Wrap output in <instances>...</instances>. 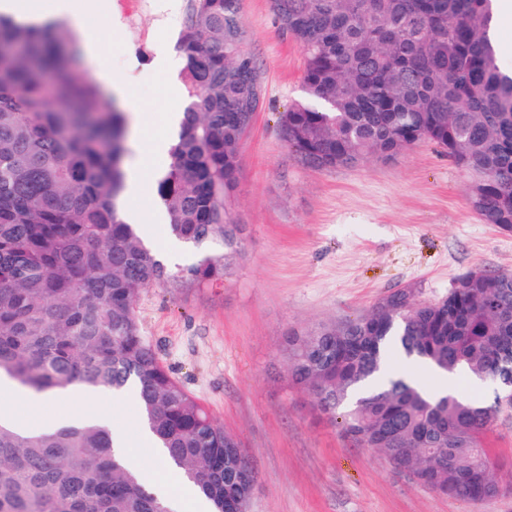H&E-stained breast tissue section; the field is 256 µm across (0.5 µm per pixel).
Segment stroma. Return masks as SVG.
<instances>
[{
	"mask_svg": "<svg viewBox=\"0 0 512 512\" xmlns=\"http://www.w3.org/2000/svg\"><path fill=\"white\" fill-rule=\"evenodd\" d=\"M79 33L123 77L150 135L172 95L156 72L177 59L190 0H100ZM242 48L258 65L265 100L241 151L228 201L244 246L223 284L144 289L142 336L185 388L246 448L257 483L250 512H512V410L486 443L505 494L467 502L437 494L384 456L345 438L311 396L288 383L290 330L367 313L391 290L445 295L471 270L512 272V233L483 223L468 175L422 143L394 160L313 169L300 164L278 122L304 96L303 55L269 0H241Z\"/></svg>",
	"mask_w": 512,
	"mask_h": 512,
	"instance_id": "35a3bbf8",
	"label": "stroma"
}]
</instances>
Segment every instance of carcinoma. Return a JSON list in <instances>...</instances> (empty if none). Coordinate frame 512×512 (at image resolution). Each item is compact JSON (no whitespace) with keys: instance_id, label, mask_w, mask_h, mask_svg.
<instances>
[{"instance_id":"1","label":"carcinoma","mask_w":512,"mask_h":512,"mask_svg":"<svg viewBox=\"0 0 512 512\" xmlns=\"http://www.w3.org/2000/svg\"><path fill=\"white\" fill-rule=\"evenodd\" d=\"M303 57L305 97L279 114L314 168L390 161L431 143L470 178L486 224L512 232V72L494 37V0H270ZM240 0H191L176 44L184 114L157 182L173 236L221 256L169 269L124 223L128 119L80 74L64 25L0 16V375L42 393L79 383L136 389L139 419L212 512L250 496L252 465L141 335L136 304L155 286L224 282L243 226L227 201L265 92L242 49ZM399 354L441 374L495 380L512 364V273L469 271L437 300L400 288L339 323L289 333L290 383L345 437L432 491L498 496L483 437L493 403L438 395ZM0 512H166L98 425L0 426Z\"/></svg>"}]
</instances>
